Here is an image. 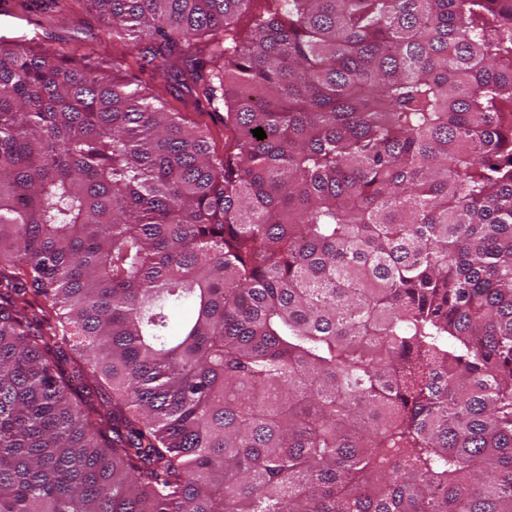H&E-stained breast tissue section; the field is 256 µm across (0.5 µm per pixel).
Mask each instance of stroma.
Here are the masks:
<instances>
[{
  "mask_svg": "<svg viewBox=\"0 0 512 512\" xmlns=\"http://www.w3.org/2000/svg\"><path fill=\"white\" fill-rule=\"evenodd\" d=\"M0 38L25 47L47 45L78 58L112 59L133 88L182 113L188 123L203 130L216 151H226L232 145L223 118L211 110L205 99H175L163 77L143 65V42L124 31L108 34L98 15L87 10L80 0H61L56 6L49 0H34L27 13L16 11L13 0H0Z\"/></svg>",
  "mask_w": 512,
  "mask_h": 512,
  "instance_id": "1",
  "label": "stroma"
}]
</instances>
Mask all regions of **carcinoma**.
<instances>
[{
  "label": "carcinoma",
  "instance_id": "carcinoma-1",
  "mask_svg": "<svg viewBox=\"0 0 512 512\" xmlns=\"http://www.w3.org/2000/svg\"><path fill=\"white\" fill-rule=\"evenodd\" d=\"M84 2L236 139L0 38V512H512V0Z\"/></svg>",
  "mask_w": 512,
  "mask_h": 512
}]
</instances>
